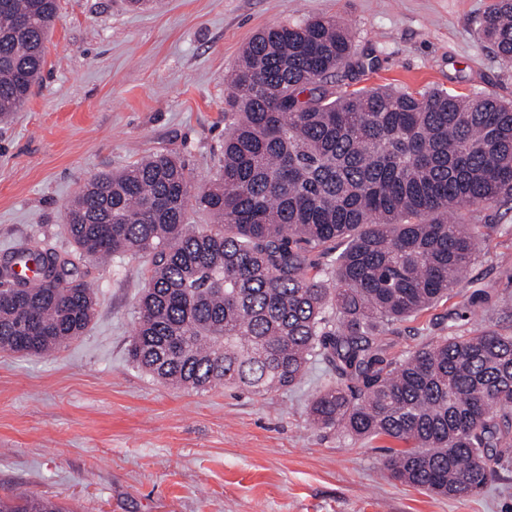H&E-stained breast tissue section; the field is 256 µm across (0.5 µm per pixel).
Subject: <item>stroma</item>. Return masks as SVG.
Returning <instances> with one entry per match:
<instances>
[{
    "label": "stroma",
    "instance_id": "35a3bbf8",
    "mask_svg": "<svg viewBox=\"0 0 512 512\" xmlns=\"http://www.w3.org/2000/svg\"><path fill=\"white\" fill-rule=\"evenodd\" d=\"M494 0H59L40 82L0 120V256L36 237L70 251L66 206L103 172L171 152L193 186L224 154L225 81L259 31L332 17L355 36L357 75L339 88L487 92L512 99V67L478 35ZM461 283L433 308L390 326L394 353L465 329L512 333V211ZM150 264L87 260L95 315L47 356L0 352V497L22 491L69 512H512V460L483 490L442 498L388 479L381 440L313 426L306 408L333 380L313 362L296 385L254 395L161 383L128 354Z\"/></svg>",
    "mask_w": 512,
    "mask_h": 512
}]
</instances>
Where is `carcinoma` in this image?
I'll list each match as a JSON object with an SVG mask.
<instances>
[{
    "instance_id": "carcinoma-1",
    "label": "carcinoma",
    "mask_w": 512,
    "mask_h": 512,
    "mask_svg": "<svg viewBox=\"0 0 512 512\" xmlns=\"http://www.w3.org/2000/svg\"><path fill=\"white\" fill-rule=\"evenodd\" d=\"M57 9L0 0V118L39 79ZM479 33L512 66V0H495ZM365 66L331 18L254 35L225 96L215 179L193 187L164 153L90 179L66 208L72 253L28 241L0 266L17 284L0 295V350L43 355L86 331L84 257H147L129 346L142 370L178 389L264 395L320 361L336 381L309 406L315 425L399 443L385 469L429 493L481 490L512 457V334L461 330L458 311L448 335L407 354L382 333L448 296L490 235L483 209L512 206V102L336 92V71ZM191 206L210 223H187ZM0 512L64 510L17 494Z\"/></svg>"
}]
</instances>
